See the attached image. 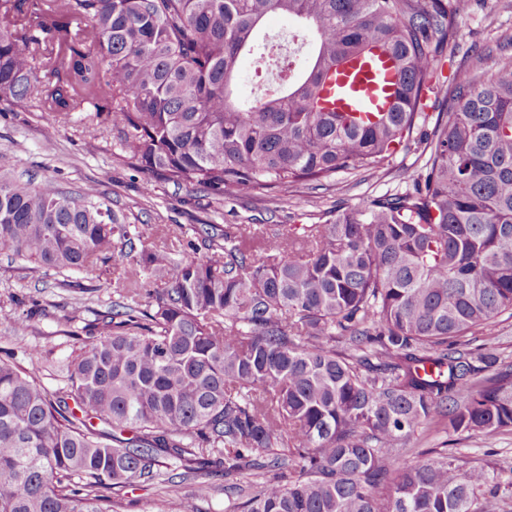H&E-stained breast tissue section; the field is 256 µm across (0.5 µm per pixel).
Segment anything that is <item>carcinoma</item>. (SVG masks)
Segmentation results:
<instances>
[{
	"instance_id": "1",
	"label": "carcinoma",
	"mask_w": 512,
	"mask_h": 512,
	"mask_svg": "<svg viewBox=\"0 0 512 512\" xmlns=\"http://www.w3.org/2000/svg\"><path fill=\"white\" fill-rule=\"evenodd\" d=\"M461 13V0H0V104L118 128L145 174L279 204L414 140ZM271 14L298 23L297 47L277 88L246 102L241 60L265 52ZM365 54L392 62L397 102L347 122L323 87ZM455 92L413 190L330 224L204 226L201 259L136 247L95 185L1 179V249L53 270L110 260L130 288L96 313L100 338L62 391L0 359V512H119L112 494L171 460L169 481L201 498L252 476L224 512H492L488 466L396 451L437 418L512 430V364L459 343L512 315V61L461 73ZM143 271L156 289L138 287Z\"/></svg>"
}]
</instances>
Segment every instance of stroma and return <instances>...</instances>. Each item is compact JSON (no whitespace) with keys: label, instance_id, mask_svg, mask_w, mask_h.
<instances>
[{"label":"stroma","instance_id":"stroma-1","mask_svg":"<svg viewBox=\"0 0 512 512\" xmlns=\"http://www.w3.org/2000/svg\"><path fill=\"white\" fill-rule=\"evenodd\" d=\"M512 56V0H471L457 20L455 41L445 51L432 80L434 89L423 97V116L409 146L398 147L389 163L375 171L341 172L333 186H298L280 204L268 209L260 192L245 190L232 201L216 200L197 188L177 187L161 176L141 173L119 147L115 129L93 132L78 118L57 124L54 140L44 129L52 114L24 106L0 109V176L24 184L54 179L58 188L75 193L98 183L101 196L121 222L128 224L135 244L150 245L161 225L181 238L196 239L204 224H325L339 211L368 199L412 189L425 163L426 134L436 116L456 105L453 80L458 71H483ZM125 291L111 264L94 271L63 276L32 268L13 253L0 249V358H12L40 377L49 390L62 387V369L80 352L96 312L124 302ZM28 317L29 329L14 330L13 317ZM40 349L42 361L29 360ZM489 465L501 489L495 512H512V432L493 435L456 433L435 421L419 428L398 447L410 464L427 460L429 451ZM229 481L217 479L210 497H196L192 481L170 489L164 483H142L124 496L121 512H224Z\"/></svg>","mask_w":512,"mask_h":512}]
</instances>
